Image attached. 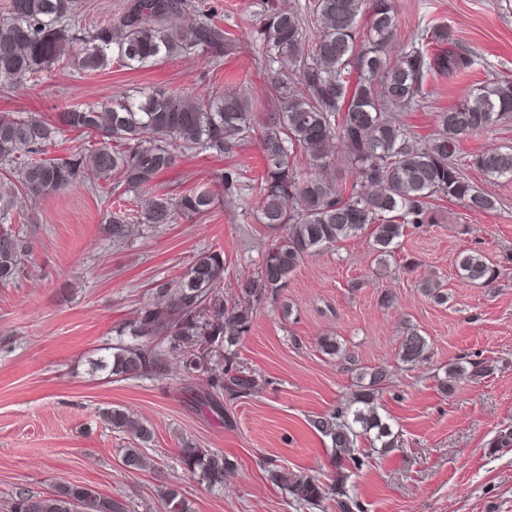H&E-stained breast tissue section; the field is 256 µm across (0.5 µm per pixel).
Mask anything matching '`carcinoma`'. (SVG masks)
<instances>
[{"label": "carcinoma", "mask_w": 512, "mask_h": 512, "mask_svg": "<svg viewBox=\"0 0 512 512\" xmlns=\"http://www.w3.org/2000/svg\"><path fill=\"white\" fill-rule=\"evenodd\" d=\"M79 0H8L0 18V87L19 85L54 64L100 72L113 64L141 69L159 61L202 52L215 61L238 50L233 34L214 22L215 10L196 0H131L125 12L86 32L75 24ZM191 14L195 21L171 19ZM394 0H266L253 39L261 51L257 72L238 80L243 90L263 77L267 95L261 113L250 111L240 93L194 97L179 89L122 93L107 102L65 107L56 118L0 112V223L5 224L19 194L39 199L56 195L93 175L117 197L149 195L138 214L112 215V239L127 238L131 224H176L205 214L215 192L194 186L176 197L158 191V178L181 156L199 151L231 156L250 140L258 143L263 169L248 181L231 167L218 176L224 194L255 195L260 222L277 232L256 273L236 281L235 296L224 298V253L198 254L190 267L155 289L157 301L143 308L118 336L158 338L182 353L184 366L195 359L223 355L222 372L209 381L208 399H231L257 392L258 381L237 364L238 345L251 330L253 304L275 298L306 257L364 232L372 238L378 265L389 266L406 226L434 224V200L449 198L472 213L496 209V199L468 180L457 163L460 143L512 118V78L502 76L477 89L471 99L435 114L437 129L415 136L392 113L429 103L431 79L454 75L476 64L468 53L448 51V27L419 26L411 40L392 49L396 31ZM87 135L94 143L65 156H48L64 131ZM354 169L351 181L333 178L335 145ZM472 165L489 179L512 178V147L473 157ZM24 241L0 229V283L20 274ZM459 276L488 287L500 276L484 254L465 251L457 259ZM421 293L437 304L448 302L447 285L422 280ZM319 350L351 359L334 336H323ZM398 356L408 366L430 358L427 337L406 328ZM166 351L118 342L101 367L115 376L136 378L166 368ZM484 361L451 365L440 389L452 391L461 375L485 376ZM389 378L383 366L359 373L353 396L310 420L335 450V472L323 482L315 476L271 469L301 507L363 512L346 487L349 474L369 455L357 456L358 439L385 452L397 447L391 426L378 412L379 385ZM112 429L147 443L153 430L124 409L106 411ZM122 461L133 471L150 460L140 448L125 449ZM184 469L212 490L224 487V455L187 446L180 450ZM165 512H189L180 492L169 487ZM10 512H129L121 497L104 495L84 484H60L47 495L17 489Z\"/></svg>", "instance_id": "cac0c4a2"}]
</instances>
